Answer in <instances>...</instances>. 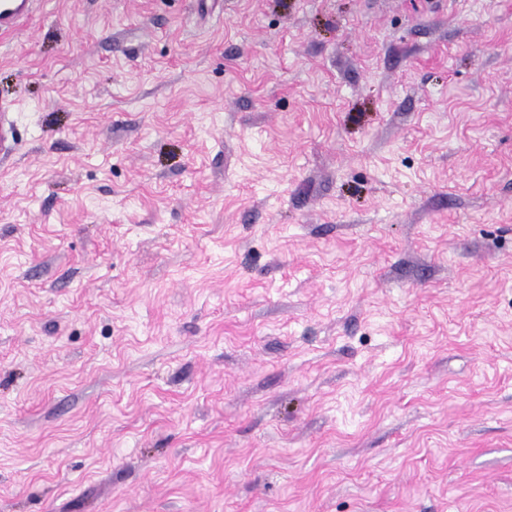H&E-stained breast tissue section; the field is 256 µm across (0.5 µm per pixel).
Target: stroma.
<instances>
[{"instance_id": "1", "label": "stroma", "mask_w": 512, "mask_h": 512, "mask_svg": "<svg viewBox=\"0 0 512 512\" xmlns=\"http://www.w3.org/2000/svg\"><path fill=\"white\" fill-rule=\"evenodd\" d=\"M0 102V512H512V0H34ZM15 115L10 105L0 104V159L11 156L16 150Z\"/></svg>"}]
</instances>
